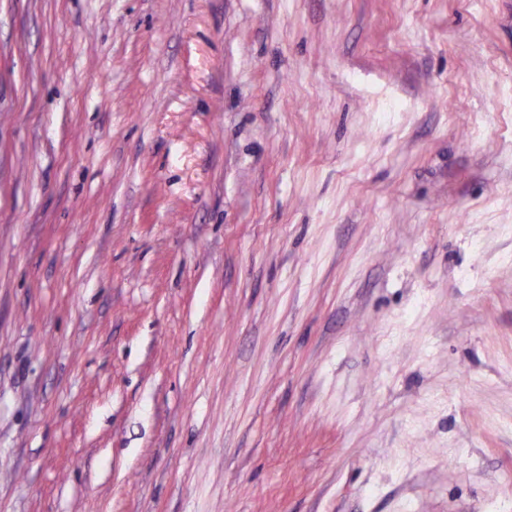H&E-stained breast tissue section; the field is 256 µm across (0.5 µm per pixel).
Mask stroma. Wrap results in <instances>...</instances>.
Returning <instances> with one entry per match:
<instances>
[{
    "instance_id": "1",
    "label": "stroma",
    "mask_w": 512,
    "mask_h": 512,
    "mask_svg": "<svg viewBox=\"0 0 512 512\" xmlns=\"http://www.w3.org/2000/svg\"><path fill=\"white\" fill-rule=\"evenodd\" d=\"M504 84L512 0H0V512H512Z\"/></svg>"
}]
</instances>
